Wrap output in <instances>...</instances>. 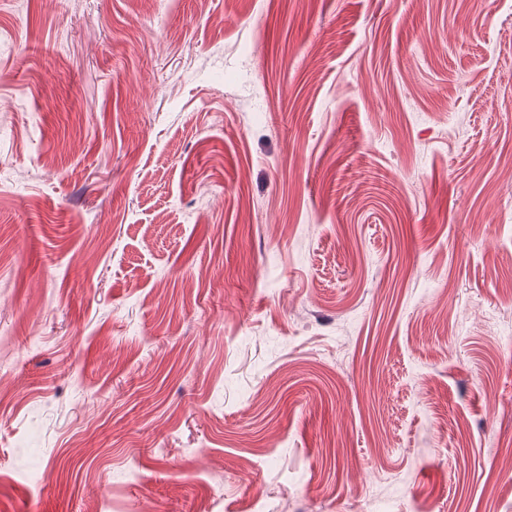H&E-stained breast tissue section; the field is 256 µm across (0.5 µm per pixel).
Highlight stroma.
Wrapping results in <instances>:
<instances>
[{
  "instance_id": "1",
  "label": "stroma",
  "mask_w": 512,
  "mask_h": 512,
  "mask_svg": "<svg viewBox=\"0 0 512 512\" xmlns=\"http://www.w3.org/2000/svg\"><path fill=\"white\" fill-rule=\"evenodd\" d=\"M512 0H0V512H512Z\"/></svg>"
}]
</instances>
